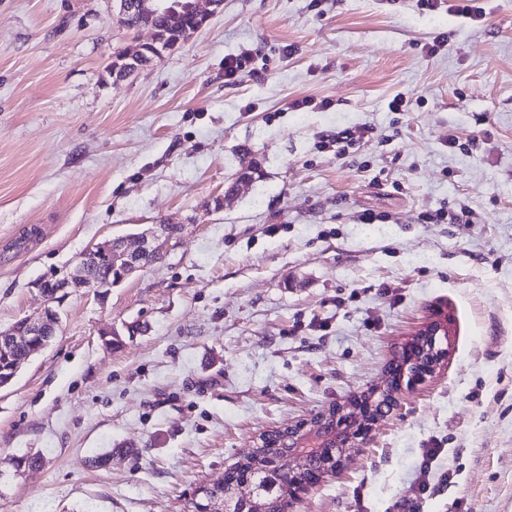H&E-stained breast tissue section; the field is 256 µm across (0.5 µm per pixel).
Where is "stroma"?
<instances>
[{
  "instance_id": "stroma-1",
  "label": "stroma",
  "mask_w": 512,
  "mask_h": 512,
  "mask_svg": "<svg viewBox=\"0 0 512 512\" xmlns=\"http://www.w3.org/2000/svg\"><path fill=\"white\" fill-rule=\"evenodd\" d=\"M486 8L477 26L416 0H223L119 77L113 54L152 35L118 0H0V327L37 318L40 283L91 246L181 227L105 301L66 298L0 389V512H184L260 435L367 390L446 316L440 371L297 512H512V0ZM399 93L407 111H388ZM463 204L477 223L419 219ZM30 454L39 468L9 463Z\"/></svg>"
}]
</instances>
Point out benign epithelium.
<instances>
[{
    "instance_id": "7a95c632",
    "label": "benign epithelium",
    "mask_w": 512,
    "mask_h": 512,
    "mask_svg": "<svg viewBox=\"0 0 512 512\" xmlns=\"http://www.w3.org/2000/svg\"><path fill=\"white\" fill-rule=\"evenodd\" d=\"M134 10L149 19L160 15L169 18L193 16L203 24L208 20L199 0H120V14ZM175 238L168 224H155L140 233L133 248L128 247L126 238L114 237L86 250L74 275L48 284L42 282L39 288L44 295L47 288H52L57 299L70 294L91 293L102 300L113 287L144 268L147 261L159 259L163 248ZM100 260L115 272V276H91L90 266ZM59 319L58 310L47 306L36 319L26 317L6 328L0 327V343L10 348L26 346V356L18 359L9 373L0 376V389L12 383L29 356L50 344ZM448 336V319L429 323L402 347L385 377L372 387L367 398L333 405L306 421L265 433L241 462H250L269 471V485L273 488L278 486L279 477L285 473L290 478L311 469L326 475L337 473L350 450L364 443L373 426L396 409L400 395L436 373L447 355L441 340ZM272 503V496L260 493L253 484L246 482L232 486L225 500L210 504L208 512H233L236 505L242 512H272Z\"/></svg>"
}]
</instances>
